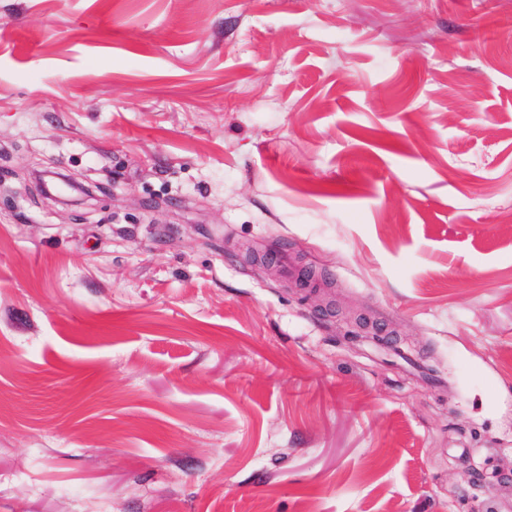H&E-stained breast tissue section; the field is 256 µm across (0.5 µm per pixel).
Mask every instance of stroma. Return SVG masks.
Listing matches in <instances>:
<instances>
[{"label":"stroma","mask_w":512,"mask_h":512,"mask_svg":"<svg viewBox=\"0 0 512 512\" xmlns=\"http://www.w3.org/2000/svg\"><path fill=\"white\" fill-rule=\"evenodd\" d=\"M511 213L512 0H0V512H512Z\"/></svg>","instance_id":"35a3bbf8"}]
</instances>
